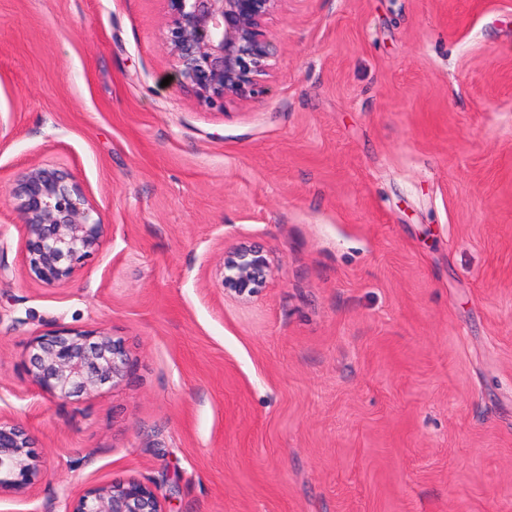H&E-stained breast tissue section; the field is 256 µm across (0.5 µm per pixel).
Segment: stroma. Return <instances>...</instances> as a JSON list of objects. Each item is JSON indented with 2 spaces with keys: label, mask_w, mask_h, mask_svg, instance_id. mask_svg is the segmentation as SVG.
<instances>
[{
  "label": "stroma",
  "mask_w": 512,
  "mask_h": 512,
  "mask_svg": "<svg viewBox=\"0 0 512 512\" xmlns=\"http://www.w3.org/2000/svg\"><path fill=\"white\" fill-rule=\"evenodd\" d=\"M166 31L162 0H0V414L45 472L0 512L126 477L168 512H512V0H287L223 108ZM44 164L104 225L56 285L11 193ZM58 329L130 373L53 397L25 359ZM270 272V263L263 252L256 246L242 244L225 251L220 276L225 293L243 297L258 292Z\"/></svg>",
  "instance_id": "1"
}]
</instances>
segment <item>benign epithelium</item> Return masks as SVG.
Here are the masks:
<instances>
[{"label":"benign epithelium","instance_id":"benign-epithelium-1","mask_svg":"<svg viewBox=\"0 0 512 512\" xmlns=\"http://www.w3.org/2000/svg\"><path fill=\"white\" fill-rule=\"evenodd\" d=\"M180 85L206 105L224 106L261 93L272 67L268 20L285 0H163ZM14 196L24 223L27 275L47 285L70 280L97 250L103 225L92 200L65 168L34 165L15 179ZM263 252L239 245L224 252V291L238 297L258 292L270 275ZM26 364L32 380L61 399L123 380L130 360L121 340L105 331L57 330L32 338ZM41 477L32 439L23 424L0 417V494L19 493ZM65 512H167L135 478L112 481L68 503Z\"/></svg>","mask_w":512,"mask_h":512}]
</instances>
